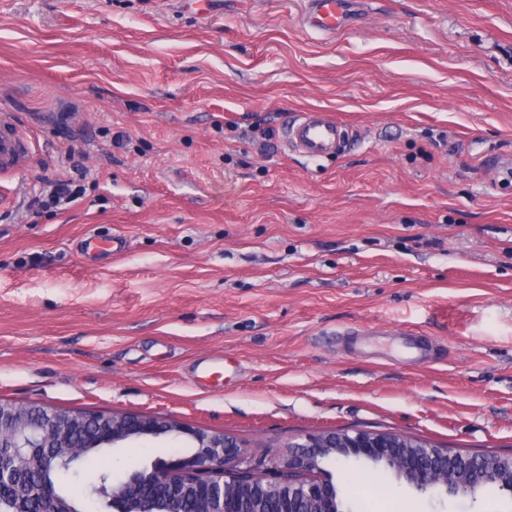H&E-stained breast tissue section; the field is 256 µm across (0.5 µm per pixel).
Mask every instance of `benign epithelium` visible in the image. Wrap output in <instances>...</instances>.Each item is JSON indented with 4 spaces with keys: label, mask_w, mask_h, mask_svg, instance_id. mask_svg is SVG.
Listing matches in <instances>:
<instances>
[{
    "label": "benign epithelium",
    "mask_w": 512,
    "mask_h": 512,
    "mask_svg": "<svg viewBox=\"0 0 512 512\" xmlns=\"http://www.w3.org/2000/svg\"><path fill=\"white\" fill-rule=\"evenodd\" d=\"M88 448L118 446L138 438H177L189 451L160 463L151 470L134 471L119 482L123 491L112 497L114 512H184L182 492L197 487L205 512H239L236 489L239 481L261 485L283 499L277 512H344L334 485L309 480L310 473L330 457L354 456L392 470L420 492L443 489L448 494H475L484 483L485 469L512 470V457L479 456L483 465H473L474 456L450 453L394 433L337 430L310 435L287 454L256 466V459L219 432H211L162 418L141 414L60 410L55 407L0 402V489L15 480V464L28 456L41 460L42 472L76 457H61L58 448H79V431ZM31 495L41 503V512H71L61 504L46 483L33 486Z\"/></svg>",
    "instance_id": "7a95c632"
}]
</instances>
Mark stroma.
Instances as JSON below:
<instances>
[{"label": "stroma", "mask_w": 512, "mask_h": 512, "mask_svg": "<svg viewBox=\"0 0 512 512\" xmlns=\"http://www.w3.org/2000/svg\"><path fill=\"white\" fill-rule=\"evenodd\" d=\"M302 8L0 0V115L33 143L0 174V401L268 459L335 429L512 453V0H374L333 38ZM312 110L336 153L287 149ZM72 147L84 196L31 217ZM373 480L368 512H512Z\"/></svg>", "instance_id": "obj_1"}]
</instances>
